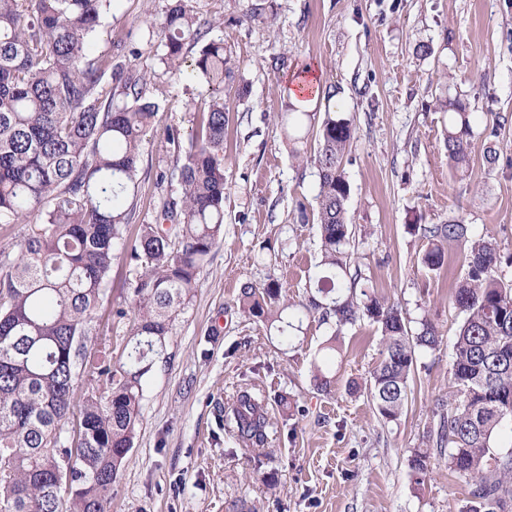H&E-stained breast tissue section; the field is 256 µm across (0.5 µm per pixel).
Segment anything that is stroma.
I'll use <instances>...</instances> for the list:
<instances>
[{
    "mask_svg": "<svg viewBox=\"0 0 512 512\" xmlns=\"http://www.w3.org/2000/svg\"><path fill=\"white\" fill-rule=\"evenodd\" d=\"M200 18L217 19L215 36L235 82L224 91V240L199 274L188 311L169 339L170 361L144 383L143 418L120 479L112 512H467L469 485L445 459L432 460L423 484L409 467L422 447L439 400L447 398L452 345L463 318L452 302L464 273L463 244L449 243L447 264L423 267L426 241L413 224L470 225L492 241L502 262L495 274L512 281V0H188ZM167 0H116L101 21L94 55L108 48L139 52L154 62L161 48L148 31ZM431 48L419 54V45ZM284 68L271 67L274 57ZM321 68L335 86L333 109L354 120L344 160L351 193L354 256L372 294L397 304L411 320L426 318L442 341L420 354L401 417L383 420L366 393L350 394L379 359L381 333L363 319L339 334L336 387L313 389L310 378L330 325L303 322L299 341L286 344L266 323L237 307L243 284L278 279L285 300L304 302L318 259L319 230L302 221L313 209L317 176L297 164L277 115L283 84L303 66ZM247 84V95L237 87ZM152 99L157 115L143 141L134 224H150L172 165L170 130L189 135L194 106L206 86L157 68ZM460 98L472 114L470 171L448 168L438 104ZM498 161L488 166L487 149ZM123 260L112 265L108 300L95 332L122 343L130 332ZM245 388L290 396L283 415L270 405L268 442L245 450L224 409Z\"/></svg>",
    "mask_w": 512,
    "mask_h": 512,
    "instance_id": "stroma-1",
    "label": "stroma"
}]
</instances>
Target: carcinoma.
I'll list each match as a JSON object with an SVG mask.
<instances>
[{
    "mask_svg": "<svg viewBox=\"0 0 512 512\" xmlns=\"http://www.w3.org/2000/svg\"><path fill=\"white\" fill-rule=\"evenodd\" d=\"M114 0H0V224H26L27 233L0 246V512H110L112 487L142 421L143 384L169 359V337L189 308L198 276L224 238V85L234 78L224 40L209 38L216 22L186 0H168L163 21L149 31L163 47L159 61L179 78L207 83L187 139L169 134L176 156L156 222L133 240L135 190L143 137L156 105L151 66L112 63V51L90 57V45ZM198 48L192 58L185 51ZM110 73V89L102 78ZM448 113L445 146L456 175L469 169L471 113L457 98ZM315 114L293 104L279 115L291 157L318 177L316 224L320 260L310 280L316 294L295 308L281 301L282 284H244L239 310L276 328L286 342L318 314L335 329L367 318L378 325L381 350L365 390L378 414H402L416 353L438 348L428 319L411 327L397 306L364 290L352 261L355 231L347 223L350 184L342 162L354 135L342 112ZM422 265L438 271L450 241L467 249L453 303L464 315L455 336L451 391L438 403V423L426 447L413 450L416 480L431 460L470 485L468 512H512V451L492 445L512 420V283L497 276L496 247L456 221L421 227ZM125 259L132 325L119 357L112 337L94 334L112 263ZM314 389L329 394L335 374L318 363ZM240 447L263 448L269 427L266 396L238 392L230 408ZM68 460V491L58 470Z\"/></svg>",
    "mask_w": 512,
    "mask_h": 512,
    "instance_id": "1",
    "label": "carcinoma"
}]
</instances>
